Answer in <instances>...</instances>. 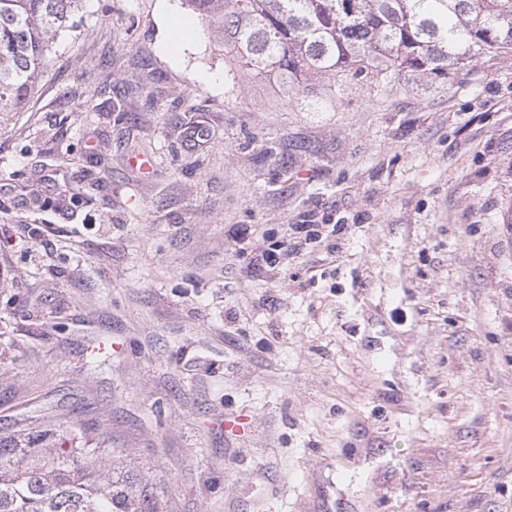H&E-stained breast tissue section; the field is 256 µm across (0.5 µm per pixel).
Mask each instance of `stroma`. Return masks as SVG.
Returning <instances> with one entry per match:
<instances>
[{
  "mask_svg": "<svg viewBox=\"0 0 512 512\" xmlns=\"http://www.w3.org/2000/svg\"><path fill=\"white\" fill-rule=\"evenodd\" d=\"M77 18L0 131V422L109 432L164 512H512V54L306 93L183 0ZM320 225L317 224H294L291 225V230L294 232L289 236L286 241H281L276 245L271 246L263 252L261 260L269 266H277L281 263V259L288 252V248L293 244L298 243L307 245L312 240L318 238L321 232L318 230Z\"/></svg>",
  "mask_w": 512,
  "mask_h": 512,
  "instance_id": "obj_1",
  "label": "stroma"
}]
</instances>
